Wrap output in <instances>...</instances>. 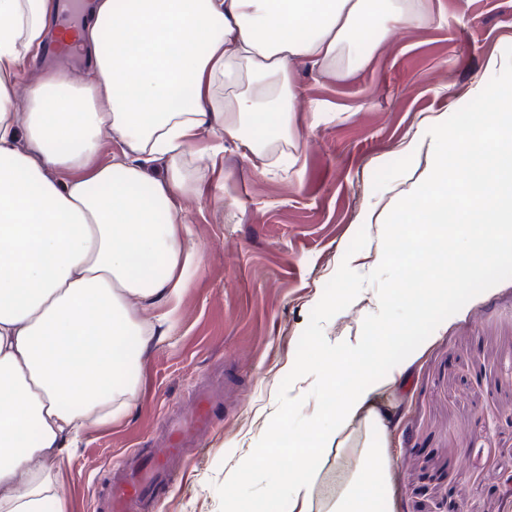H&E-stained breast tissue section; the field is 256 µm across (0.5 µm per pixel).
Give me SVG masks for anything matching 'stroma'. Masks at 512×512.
<instances>
[{"label":"stroma","instance_id":"obj_1","mask_svg":"<svg viewBox=\"0 0 512 512\" xmlns=\"http://www.w3.org/2000/svg\"><path fill=\"white\" fill-rule=\"evenodd\" d=\"M429 25L383 43L349 76L295 66L302 91L287 145L293 165L244 158L225 144L217 162L199 157L202 194L173 212L188 222L198 256L190 285L157 324L135 370H116L128 412L92 427L78 447L47 461L65 512H104L110 468L131 450L157 452L167 422L186 416L204 378L223 372L212 436L185 450L182 479L145 512H219L217 484L256 446L277 408L299 338L359 229L378 264L383 227L366 222L422 176L428 149L406 152L427 117L454 113L492 78L488 64L512 46V0H428ZM84 56H39L22 86L60 73L82 80ZM223 184L229 207L216 198ZM411 372L383 397L394 413L384 512H512V279L471 299L421 345Z\"/></svg>","mask_w":512,"mask_h":512}]
</instances>
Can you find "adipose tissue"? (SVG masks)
<instances>
[{
	"label": "adipose tissue",
	"mask_w": 512,
	"mask_h": 512,
	"mask_svg": "<svg viewBox=\"0 0 512 512\" xmlns=\"http://www.w3.org/2000/svg\"><path fill=\"white\" fill-rule=\"evenodd\" d=\"M57 13L56 0H0V512H45L53 478L33 460L127 410L110 377L150 339L131 301L167 304L190 282L189 227L159 216L198 193L187 158L199 134L246 157L287 142L298 60L344 77L366 59L365 32L381 43L431 19L425 0H96L85 82L50 78L15 112L18 78ZM270 113L276 125L255 139ZM105 129L120 146L106 161ZM154 161L165 170L152 178ZM411 330L346 342L352 355L370 350V365L336 398L329 430L311 416L289 445L288 477L268 490L276 512H380L393 414L377 398L413 365L390 351ZM335 452L353 465L315 500Z\"/></svg>",
	"instance_id": "obj_1"
}]
</instances>
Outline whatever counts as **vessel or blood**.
I'll list each match as a JSON object with an SVG mask.
<instances>
[{"mask_svg": "<svg viewBox=\"0 0 512 512\" xmlns=\"http://www.w3.org/2000/svg\"><path fill=\"white\" fill-rule=\"evenodd\" d=\"M221 395L215 386L201 384L193 408L171 426L167 446L146 458L131 452L111 471L107 512H139L142 505L158 498L179 479L184 449L215 426V409Z\"/></svg>", "mask_w": 512, "mask_h": 512, "instance_id": "1", "label": "vessel or blood"}]
</instances>
